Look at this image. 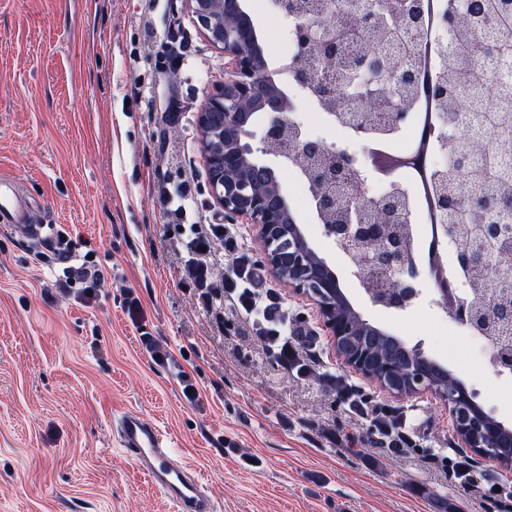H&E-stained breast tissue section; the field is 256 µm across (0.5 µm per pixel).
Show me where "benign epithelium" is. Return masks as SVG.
Returning a JSON list of instances; mask_svg holds the SVG:
<instances>
[{"label": "benign epithelium", "instance_id": "benign-epithelium-1", "mask_svg": "<svg viewBox=\"0 0 512 512\" xmlns=\"http://www.w3.org/2000/svg\"><path fill=\"white\" fill-rule=\"evenodd\" d=\"M197 26L228 58L224 83L204 94L197 112V131L206 165L208 184L216 204L224 209V222L253 224L265 263L272 275L293 294L315 304L337 356L345 367L381 389L396 395L430 393L446 407L461 447L483 460L503 465L489 440L504 424L475 401L464 385L439 386L428 371V358L417 347L414 356L383 358L376 345L350 346L349 336H373L382 330L357 311L346 297L329 263L310 246L288 213L275 161L294 166L312 187V204L330 239L350 263L370 303L390 310H404L417 298L419 271L413 259L414 239L409 232L413 207L408 191L391 179L384 190L369 191L362 172L371 165L367 154L375 142L367 123L374 112L367 101L346 97L336 102L332 119L358 139L360 149L345 143L324 161L322 142L309 136L288 113V98L278 77L310 95L326 97L312 79L310 57L327 66L335 64L333 20L307 11L301 0H274L278 13L293 21L299 52L270 71L262 54L256 27L244 9V0H186ZM407 57L391 50L364 61L361 77L389 71L376 106H398L397 86L409 83ZM464 112L467 134L458 161L474 157V132L482 122L467 95L456 99ZM435 231L448 245L453 266L441 282L442 306L448 316L469 330L482 329V314L497 315L512 327V301H501L499 282L512 283V254L501 248L512 245V207L491 213L474 233L483 246L462 248L458 225L448 219ZM511 334L491 339L499 373L512 369V350L502 343Z\"/></svg>", "mask_w": 512, "mask_h": 512}]
</instances>
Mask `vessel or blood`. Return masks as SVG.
<instances>
[{
  "instance_id": "obj_1",
  "label": "vessel or blood",
  "mask_w": 512,
  "mask_h": 512,
  "mask_svg": "<svg viewBox=\"0 0 512 512\" xmlns=\"http://www.w3.org/2000/svg\"><path fill=\"white\" fill-rule=\"evenodd\" d=\"M25 214L16 184L0 180V222L19 224ZM120 445L151 484L163 491L178 512H214L210 496L197 473L182 461L168 434L138 416L123 417Z\"/></svg>"
}]
</instances>
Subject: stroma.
Masks as SVG:
<instances>
[{
  "mask_svg": "<svg viewBox=\"0 0 512 512\" xmlns=\"http://www.w3.org/2000/svg\"><path fill=\"white\" fill-rule=\"evenodd\" d=\"M224 63L185 0H0V178L19 182L38 229L0 223V512H174L119 446L124 413L173 438L217 512H512V470L461 447L438 398L346 369L312 302L262 284L301 371L232 312L238 257L262 259L250 224L225 249L197 137ZM279 178L354 307L512 427V386L436 302L430 234L415 247L419 300L373 306L291 169ZM181 185L185 229L165 216ZM347 389L410 445L379 446ZM463 458L475 485L455 476Z\"/></svg>",
  "mask_w": 512,
  "mask_h": 512,
  "instance_id": "1",
  "label": "stroma"
}]
</instances>
